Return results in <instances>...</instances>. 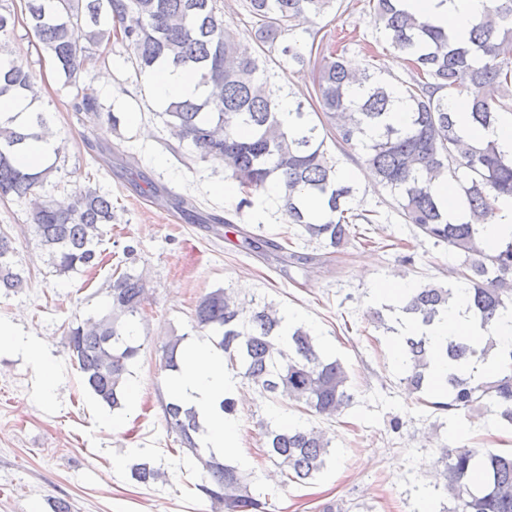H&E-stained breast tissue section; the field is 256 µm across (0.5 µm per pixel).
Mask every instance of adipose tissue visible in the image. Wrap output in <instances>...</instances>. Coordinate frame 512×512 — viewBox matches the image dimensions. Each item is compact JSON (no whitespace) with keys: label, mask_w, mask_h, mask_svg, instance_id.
I'll list each match as a JSON object with an SVG mask.
<instances>
[{"label":"adipose tissue","mask_w":512,"mask_h":512,"mask_svg":"<svg viewBox=\"0 0 512 512\" xmlns=\"http://www.w3.org/2000/svg\"><path fill=\"white\" fill-rule=\"evenodd\" d=\"M415 9L436 10L440 21H451L457 33H464L471 20L483 10L485 0H452L449 7H441L438 0H406ZM152 96L160 102H170L198 93V78L189 70L157 69L150 83ZM401 335H426L436 347L448 340L481 335L479 324L467 310L465 297H458L441 320L424 326L408 317H400ZM185 354L180 372L169 382L173 400L183 407L194 409L207 433L209 448L222 457H233L237 435L236 421L219 408L226 392L233 387V379L224 368V354L208 338L193 337L184 344Z\"/></svg>","instance_id":"obj_1"}]
</instances>
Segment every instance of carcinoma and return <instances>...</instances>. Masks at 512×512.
<instances>
[{
    "label": "carcinoma",
    "instance_id": "1",
    "mask_svg": "<svg viewBox=\"0 0 512 512\" xmlns=\"http://www.w3.org/2000/svg\"><path fill=\"white\" fill-rule=\"evenodd\" d=\"M219 0H26V25L39 46L49 53L75 91L81 109L98 108L97 97L80 85V74L102 57L112 37L133 46L134 72L139 81L152 77L161 64L200 73L212 84L207 96L188 97L166 105L174 119V135L203 159L222 161L231 170L242 198L272 181L279 183L288 221L311 239L339 250L358 237V221L376 223L377 212L353 206L355 188L338 175L339 159L326 141L340 149L359 148L367 171L390 190L405 223L421 234L464 255L469 310L486 329L501 310L512 308V239L493 251L481 244L483 225L498 212L501 197H512V156L492 140L465 141V131L448 112V96L474 87L469 131L496 127L503 114H512V0H488L473 19L468 36H458L436 23L430 14L412 12L401 0H370L380 28L395 51L407 55L410 81L398 86L365 69L350 70L343 56L323 43L309 92L319 123L308 120L299 103L290 122L278 117V103L268 79L260 76L259 57L240 51L234 31L225 24ZM336 0H243L251 33L261 51L280 49L288 62L302 64L305 54L290 35L333 8ZM16 12L0 3V39L13 33ZM359 84L358 97L349 89ZM35 77L18 70L0 71V96L35 100ZM409 102L407 124L389 122L397 95ZM54 136L43 114L26 125L0 121V199L26 198L39 245L48 251L57 272H77L98 265L100 225L113 219L112 200L89 187H78L60 201L40 189L53 166L25 172L14 155L31 140ZM455 183L467 220L452 222L434 186ZM15 240L0 231V288L14 289L24 279L14 269ZM453 287L426 285L397 310L428 326L448 309ZM111 311L97 320L68 327V349L83 382L112 409L122 408L130 366L142 344L129 330L148 300L140 276L122 273L112 282ZM282 311L263 305L245 310L222 288L197 301L192 330L209 338L224 352L227 366L262 394L303 407L331 419L353 399L349 375L338 360L323 354L315 337L303 326L288 339L280 334ZM189 334L173 336L161 347V368L174 372L182 361ZM400 383L409 393L430 382V344L425 336L403 337ZM495 353L497 374L482 382L450 374L447 400L432 407L443 412L472 411L495 405L512 426V346L497 347L491 336L462 338L448 343L446 356L466 364L477 351ZM167 425L182 448L202 469L196 489L214 512H270V503L254 493L240 470L214 452L202 454L198 444L205 429L192 409L170 401ZM263 453L289 481L314 479L326 466L331 439L313 425L267 428ZM444 490L457 505L454 512H512V453L479 454L466 448L440 449ZM131 478L144 485L162 478L148 462L133 465Z\"/></svg>",
    "mask_w": 512,
    "mask_h": 512
}]
</instances>
